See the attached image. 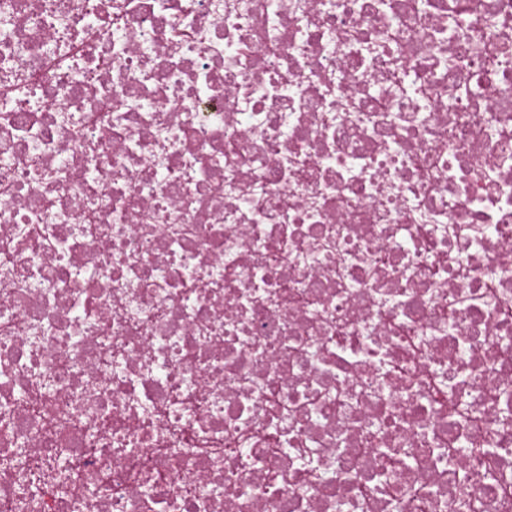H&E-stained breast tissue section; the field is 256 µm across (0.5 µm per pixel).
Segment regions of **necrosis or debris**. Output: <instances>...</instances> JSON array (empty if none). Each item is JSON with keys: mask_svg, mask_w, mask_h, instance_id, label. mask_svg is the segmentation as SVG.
Instances as JSON below:
<instances>
[{"mask_svg": "<svg viewBox=\"0 0 512 512\" xmlns=\"http://www.w3.org/2000/svg\"><path fill=\"white\" fill-rule=\"evenodd\" d=\"M10 512H512V0H0Z\"/></svg>", "mask_w": 512, "mask_h": 512, "instance_id": "1", "label": "necrosis or debris"}]
</instances>
